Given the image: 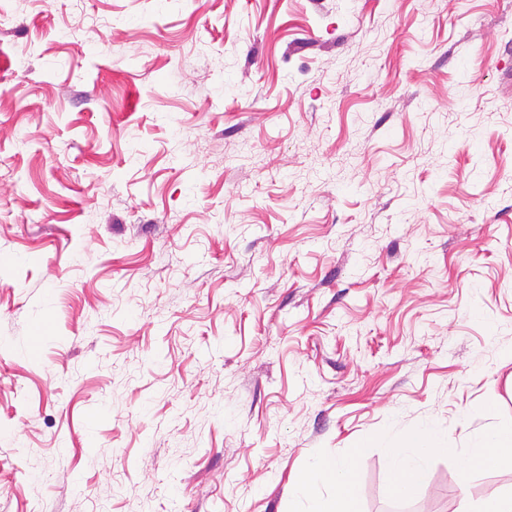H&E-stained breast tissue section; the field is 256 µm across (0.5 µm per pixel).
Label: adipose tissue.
Listing matches in <instances>:
<instances>
[{
    "mask_svg": "<svg viewBox=\"0 0 512 512\" xmlns=\"http://www.w3.org/2000/svg\"><path fill=\"white\" fill-rule=\"evenodd\" d=\"M475 445L477 451L467 458L466 469H489L504 461H512V422L499 424L483 433ZM439 446V432L436 424L431 422L408 443L393 449L398 487L415 484ZM355 480L354 458L312 461L293 484V505L297 512H357ZM331 485L345 493L344 501L332 508L322 499L323 489Z\"/></svg>",
    "mask_w": 512,
    "mask_h": 512,
    "instance_id": "adipose-tissue-1",
    "label": "adipose tissue"
}]
</instances>
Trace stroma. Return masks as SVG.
Wrapping results in <instances>:
<instances>
[{"mask_svg":"<svg viewBox=\"0 0 512 512\" xmlns=\"http://www.w3.org/2000/svg\"><path fill=\"white\" fill-rule=\"evenodd\" d=\"M509 421L512 0H0V512H462ZM480 448L479 453H472L466 460L465 469H489L506 460L512 461V422L501 423L480 435L473 445ZM437 448H440V440L434 422L428 423L419 434L401 448H389L397 462L396 490L415 484L426 471ZM356 461L347 457L340 461L314 460L308 463L293 484V512H357L356 508ZM345 492V499L336 502L334 510L322 499V491L328 486ZM336 509V510H335Z\"/></svg>","mask_w":512,"mask_h":512,"instance_id":"stroma-1","label":"stroma"}]
</instances>
